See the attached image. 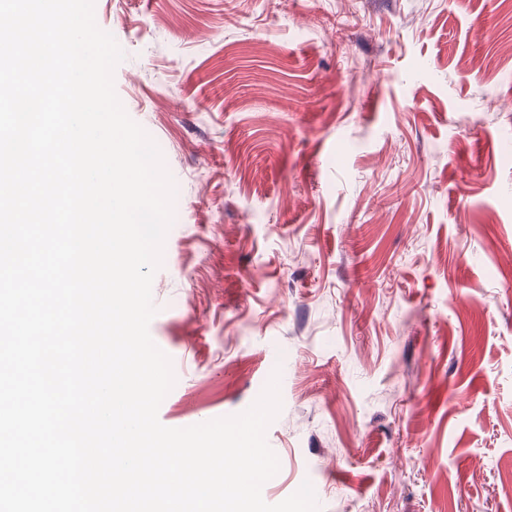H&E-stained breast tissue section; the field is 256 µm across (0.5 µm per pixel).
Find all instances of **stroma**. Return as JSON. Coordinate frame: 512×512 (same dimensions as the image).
I'll return each mask as SVG.
<instances>
[{"mask_svg": "<svg viewBox=\"0 0 512 512\" xmlns=\"http://www.w3.org/2000/svg\"><path fill=\"white\" fill-rule=\"evenodd\" d=\"M176 185L158 418L279 377L276 504L512 512V0H95Z\"/></svg>", "mask_w": 512, "mask_h": 512, "instance_id": "stroma-1", "label": "stroma"}]
</instances>
